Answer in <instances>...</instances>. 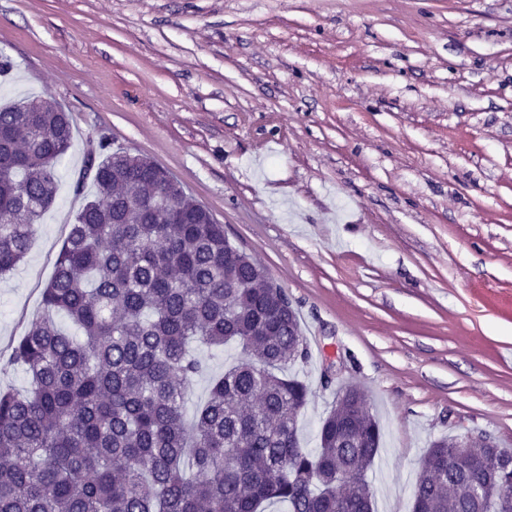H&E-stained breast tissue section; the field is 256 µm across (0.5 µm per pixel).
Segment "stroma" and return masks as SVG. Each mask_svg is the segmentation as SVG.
Wrapping results in <instances>:
<instances>
[{"label":"stroma","instance_id":"stroma-1","mask_svg":"<svg viewBox=\"0 0 512 512\" xmlns=\"http://www.w3.org/2000/svg\"><path fill=\"white\" fill-rule=\"evenodd\" d=\"M0 54V104L51 98L74 131L0 280L1 352L105 139L176 176L286 291L302 443L342 385L365 391L376 512H411L430 441L512 449V0H0Z\"/></svg>","mask_w":512,"mask_h":512}]
</instances>
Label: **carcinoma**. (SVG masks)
Wrapping results in <instances>:
<instances>
[{"label":"carcinoma","mask_w":512,"mask_h":512,"mask_svg":"<svg viewBox=\"0 0 512 512\" xmlns=\"http://www.w3.org/2000/svg\"><path fill=\"white\" fill-rule=\"evenodd\" d=\"M73 119L48 98L0 107V278L25 260L56 201ZM93 198L76 215L41 313L3 367L28 386L0 388V512H373L367 480L379 422L349 384L318 423H297L308 387L290 370L309 357L287 293L224 235L161 167L98 144ZM68 317L79 336L58 317ZM234 343L244 358L209 378L186 423L189 388L206 373L195 347ZM429 443L412 490L421 512L512 510V472L482 499L476 456L512 451L472 439Z\"/></svg>","instance_id":"carcinoma-1"}]
</instances>
